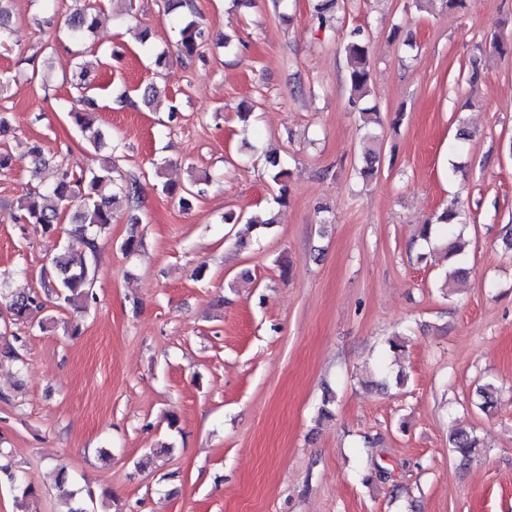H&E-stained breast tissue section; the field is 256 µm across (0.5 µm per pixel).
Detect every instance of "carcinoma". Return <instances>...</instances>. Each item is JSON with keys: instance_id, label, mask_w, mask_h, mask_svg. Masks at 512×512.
<instances>
[{"instance_id": "carcinoma-1", "label": "carcinoma", "mask_w": 512, "mask_h": 512, "mask_svg": "<svg viewBox=\"0 0 512 512\" xmlns=\"http://www.w3.org/2000/svg\"><path fill=\"white\" fill-rule=\"evenodd\" d=\"M11 0H0V44L8 41L11 30L8 28ZM94 6L85 5L73 12L67 21V37L76 44L82 43L88 32L98 26V18L93 13ZM205 29L196 21L181 20L179 38L176 42L177 55L181 59L193 58L202 44L207 40ZM349 63V105L354 112L362 113L363 140L373 142L377 135L371 125L378 123L375 113L362 107L368 93L370 79L368 44L359 28L351 30L345 37L344 46ZM82 107L71 106L68 114L73 122L93 147L102 143V134L93 127L89 113L97 108V102L90 96L80 98ZM139 196V185L135 178H128L123 183H116L112 178V169L103 167L90 169L80 175L63 170L57 180L42 192L22 198L18 201L14 220L19 224H33L42 232L50 233L61 224L64 209L69 204L76 205L72 222L76 224L71 232V245L68 249L80 248L79 259H70L65 255L55 260L56 282L43 285L42 291H31L12 297L9 310L21 321L29 318L34 310H42L47 305L58 309L80 308V303L91 296L96 267L94 258L98 250V237L112 224L114 204L123 197L129 207H134ZM441 232L447 238L444 247L448 268L441 282V289L446 290L460 281L466 273L464 267V246L458 227L466 223V216L458 202L451 200L437 217ZM434 223V224H436ZM432 223L420 227L419 236L428 242L434 235ZM498 388L487 382L478 389V407L484 412L494 409L498 403ZM448 444L461 461L470 460L481 447V440L471 431L455 428L449 432Z\"/></svg>"}]
</instances>
